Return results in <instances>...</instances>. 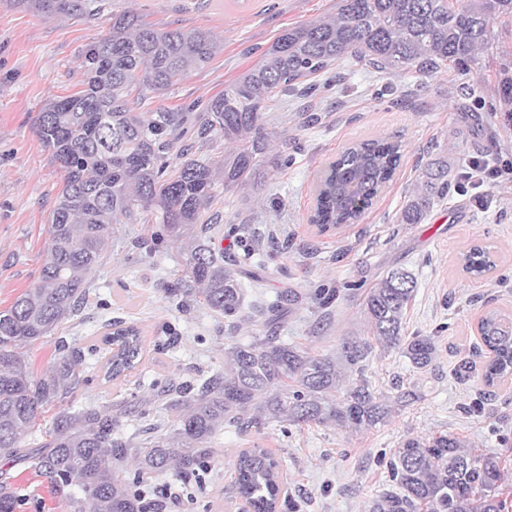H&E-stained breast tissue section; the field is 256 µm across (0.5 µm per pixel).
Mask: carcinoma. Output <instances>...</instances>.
Instances as JSON below:
<instances>
[{"mask_svg":"<svg viewBox=\"0 0 512 512\" xmlns=\"http://www.w3.org/2000/svg\"><path fill=\"white\" fill-rule=\"evenodd\" d=\"M45 16L92 18L105 0H17ZM512 14V0H337L336 13L288 28L260 61L224 92L209 99L197 137L239 143L229 162H213L170 150L183 134L181 112H136L128 99L136 87L159 92L193 67L209 62L216 45L199 30L155 29L141 16L112 14V30L84 51V89L45 104L34 129L58 162L63 185L51 212L40 276L0 311V458L27 462L63 494L70 512H145L136 487L169 475L198 478L213 458L212 441L226 427L272 422L300 427L334 424L355 431L387 421L391 409L371 389L364 361L373 346L397 348L413 369L427 371L438 350L431 336L403 335V320L416 281L390 272L370 288L364 312L375 343L344 339L336 355L310 356L275 336L282 300L252 306L216 245L219 224L203 215L220 190L254 178L272 134L262 109L275 95L351 59L387 75H433L464 68L489 49L495 20ZM401 145L370 139L346 148L317 189L312 222L339 228L359 221L399 164ZM448 190V164L428 165L416 181L401 223L419 224L439 194ZM158 224V239L179 244L182 276L167 289L183 307L196 302L234 324L257 311L268 334L229 351V366L192 384L168 383L157 397L176 411L171 425L143 430L137 445L115 436L117 420L94 405L61 411L37 448L23 440L47 405L73 397L87 382L80 349L58 341V355L43 375L27 367L24 348L43 339L86 302L90 275L117 224L143 214ZM469 274L491 270L488 254L475 248L465 258ZM480 336L493 353L484 381L512 371V326L495 311L481 321ZM116 347L106 362L117 378L139 364L141 330L127 325L106 337ZM136 450L134 476L122 464ZM389 488L368 512H512V486L500 456L478 453L452 434L407 437L387 461ZM230 491L252 512H279L282 472L267 451L239 453Z\"/></svg>","mask_w":512,"mask_h":512,"instance_id":"cac0c4a2","label":"carcinoma"}]
</instances>
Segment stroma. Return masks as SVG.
<instances>
[{
	"instance_id": "obj_1",
	"label": "stroma",
	"mask_w": 512,
	"mask_h": 512,
	"mask_svg": "<svg viewBox=\"0 0 512 512\" xmlns=\"http://www.w3.org/2000/svg\"><path fill=\"white\" fill-rule=\"evenodd\" d=\"M337 0H111L91 19L47 18L16 0H0V310L8 308L40 275L46 262L49 214L62 186V171L36 137L32 123L47 100L80 88L82 52L107 35L116 12L134 11L159 29H196L218 45L213 58L167 90L149 94L142 112H182L184 143L196 137L193 121L207 101L259 61L286 28L315 22L336 11ZM512 77V17L498 18L493 46L469 71L434 76L385 75L342 61L314 77L308 95H278L267 102L264 121L273 132L270 158L243 189L221 193L210 212L221 226L219 244L251 253L240 280L248 296L275 299L293 290L297 299L279 323L281 341L310 355L337 352L342 339H371L363 311L366 293L379 279L404 269L416 279L404 319L405 335L434 337L432 368L416 372L399 350L372 351L366 377L392 406L384 425L354 431L331 424L299 428L272 423L238 432L225 429L214 444L212 475L194 498L171 483L164 512H238L231 497L237 454L259 446L276 458L282 491L298 512H367L386 483L383 463L409 436L453 433L477 452L499 453L512 472V380L483 382L492 357L476 330L490 310L512 316V182L474 187L461 175L476 158L512 161V108L499 88ZM387 138L401 145L392 180L357 223L322 234L311 224L316 193L328 164L352 143ZM448 161V194L418 224L397 218L420 170ZM491 202L483 209L476 195ZM155 224H123L110 239L92 279L100 303H88L64 320L54 335L26 348L34 374L57 356L58 340L85 349L87 385L74 404H94L120 416L126 438L137 436L133 413L153 397L152 387L186 380L196 372L224 368L233 344L262 335L247 321L226 335L224 320L204 305L182 311L165 288L180 274L176 244L153 245ZM483 242L495 247L496 268L469 277L459 254ZM336 288L340 296L318 313L313 292ZM119 320L139 326L146 351L138 367L105 378L109 356L105 325ZM176 345L163 347L166 330ZM470 377L457 375L461 362ZM415 387L417 402L398 393ZM0 479L18 496V512H69L48 480L21 464L0 461Z\"/></svg>"
}]
</instances>
